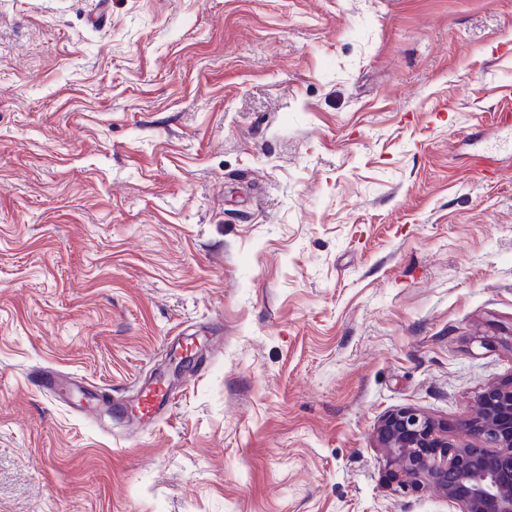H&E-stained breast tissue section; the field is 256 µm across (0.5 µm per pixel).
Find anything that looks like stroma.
<instances>
[{
  "instance_id": "1",
  "label": "stroma",
  "mask_w": 512,
  "mask_h": 512,
  "mask_svg": "<svg viewBox=\"0 0 512 512\" xmlns=\"http://www.w3.org/2000/svg\"><path fill=\"white\" fill-rule=\"evenodd\" d=\"M506 114L512 0H0V512H450L373 434L512 378ZM175 392L165 380H155L148 386L140 387L139 397L134 405L110 400H99V404L108 408L114 414L126 417L132 423L141 424L153 420L169 408L175 400Z\"/></svg>"
}]
</instances>
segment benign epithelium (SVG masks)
<instances>
[{
    "label": "benign epithelium",
    "instance_id": "benign-epithelium-1",
    "mask_svg": "<svg viewBox=\"0 0 512 512\" xmlns=\"http://www.w3.org/2000/svg\"><path fill=\"white\" fill-rule=\"evenodd\" d=\"M469 441L412 407L382 416L375 431L395 491L437 492L456 512H512V380L484 387L460 420Z\"/></svg>",
    "mask_w": 512,
    "mask_h": 512
}]
</instances>
